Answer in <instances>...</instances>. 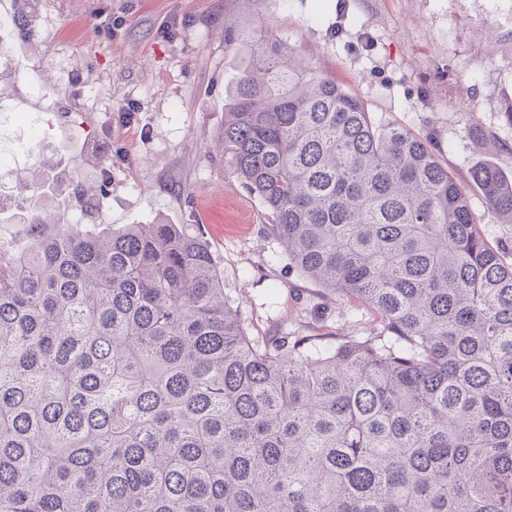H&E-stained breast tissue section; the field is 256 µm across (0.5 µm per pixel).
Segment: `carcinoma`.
<instances>
[{
  "mask_svg": "<svg viewBox=\"0 0 512 512\" xmlns=\"http://www.w3.org/2000/svg\"><path fill=\"white\" fill-rule=\"evenodd\" d=\"M224 163L379 318L248 336L207 243L24 211L0 248V512H512V262L430 143L250 27ZM512 223V179L473 171Z\"/></svg>",
  "mask_w": 512,
  "mask_h": 512,
  "instance_id": "carcinoma-1",
  "label": "carcinoma"
}]
</instances>
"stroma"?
<instances>
[{"label":"stroma","mask_w":512,"mask_h":512,"mask_svg":"<svg viewBox=\"0 0 512 512\" xmlns=\"http://www.w3.org/2000/svg\"><path fill=\"white\" fill-rule=\"evenodd\" d=\"M0 28V245L18 240V179L42 177L71 224H171L202 236L249 335L351 336L378 323L288 259L259 199L213 144L240 23L350 89L375 121L426 138L465 188L490 243L512 224L471 179L512 177V0H10ZM108 181L101 199L94 190ZM88 192L84 201L76 188Z\"/></svg>","instance_id":"35a3bbf8"}]
</instances>
